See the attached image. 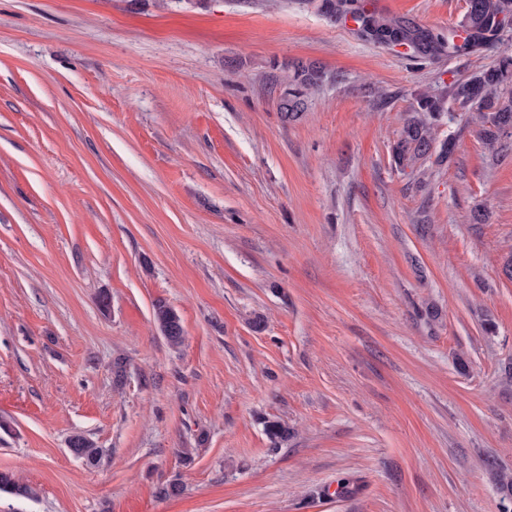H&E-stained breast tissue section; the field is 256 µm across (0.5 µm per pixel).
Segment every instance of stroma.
<instances>
[{
	"label": "stroma",
	"mask_w": 512,
	"mask_h": 512,
	"mask_svg": "<svg viewBox=\"0 0 512 512\" xmlns=\"http://www.w3.org/2000/svg\"><path fill=\"white\" fill-rule=\"evenodd\" d=\"M296 59L329 80L287 124ZM494 59L265 0H0V471L38 491L0 512H502L512 148L459 120L448 164L391 152L419 94ZM154 318L168 344L173 348L179 347L183 342L184 329L178 313L160 300L154 305ZM69 451L76 458L83 460L87 466H97L102 452L95 443L83 434H74L69 440Z\"/></svg>",
	"instance_id": "35a3bbf8"
}]
</instances>
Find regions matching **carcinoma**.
<instances>
[{
  "mask_svg": "<svg viewBox=\"0 0 512 512\" xmlns=\"http://www.w3.org/2000/svg\"><path fill=\"white\" fill-rule=\"evenodd\" d=\"M313 6L332 19H352L366 40L381 45H405L414 56L437 60L499 48L496 62L475 75L452 83L444 94L422 93L415 99L412 115L403 125L392 147L394 163L400 169L413 168L431 155L436 128L448 116L447 102L453 101L468 112L479 128L480 138L494 155L509 147L512 140V0H466L458 29L448 34L403 19L391 18L357 5V0H294ZM287 75L279 81L278 109L284 122L299 120L308 108L310 97L327 80L315 62L298 60L285 67ZM154 318L161 334L173 347L183 342L184 329L178 313L164 301L154 305ZM69 451L86 465L99 464L101 449L83 434L69 440ZM495 479L503 499L512 501V472L497 468ZM33 498L37 489L21 482L9 472H0V494Z\"/></svg>",
  "mask_w": 512,
  "mask_h": 512,
  "instance_id": "cac0c4a2",
  "label": "carcinoma"
}]
</instances>
